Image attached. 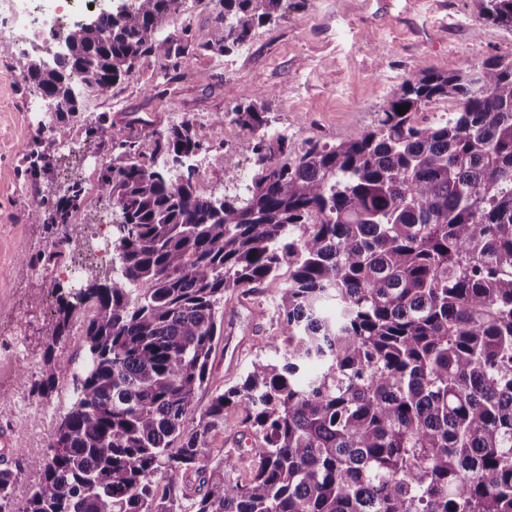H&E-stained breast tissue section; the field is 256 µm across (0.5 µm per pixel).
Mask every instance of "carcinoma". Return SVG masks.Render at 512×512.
I'll return each mask as SVG.
<instances>
[{
  "mask_svg": "<svg viewBox=\"0 0 512 512\" xmlns=\"http://www.w3.org/2000/svg\"><path fill=\"white\" fill-rule=\"evenodd\" d=\"M211 1L203 42L188 25L166 29L185 0H122L72 26L57 61H29L24 80L52 120L22 150L24 173L59 182L48 146L74 143L83 94L112 97L156 55L164 82L183 79L190 58L240 49L297 6L197 0ZM479 2L512 27V0ZM264 96L224 114L252 134L256 172L240 182L214 154L221 198L197 191L192 160L209 147L190 120L148 140L103 113L86 126L69 158L109 157L97 190L112 201L123 274L53 289L32 390L69 375L75 397L49 452L29 461L42 479L20 512H512V60L418 67L360 137L299 152L266 131ZM439 100L456 103L454 116L416 120ZM87 195L74 172L30 220L59 248ZM60 255L25 257L15 274ZM261 287L274 294L283 360L254 363L184 431L224 293ZM86 308V353L71 368L53 349ZM229 405L254 443L243 478L210 448ZM22 469H0V512H12Z\"/></svg>",
  "mask_w": 512,
  "mask_h": 512,
  "instance_id": "obj_1",
  "label": "carcinoma"
}]
</instances>
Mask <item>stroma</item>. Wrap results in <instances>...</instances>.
<instances>
[{
	"mask_svg": "<svg viewBox=\"0 0 512 512\" xmlns=\"http://www.w3.org/2000/svg\"><path fill=\"white\" fill-rule=\"evenodd\" d=\"M297 10L276 23L256 28L246 49L191 59L185 79L156 92L161 60L152 58L115 86L110 99H87L70 120L75 140L99 114L114 128H132L145 137L152 130L190 118L199 138L217 147L237 144L226 167L242 175L249 142L224 114L236 104L264 99L270 131L284 134L294 148L307 140L328 143L358 138L374 125L399 91L407 73L418 66L455 71L481 66L493 57L512 58V28L482 17L478 0H299ZM27 57H10L0 66V358L23 344L25 355L40 362L46 348L45 305L54 285H68L44 266L20 278L15 268L24 256L48 248L50 238L29 214L38 192L24 176L22 150L38 134L40 124L26 112L32 99L23 74ZM264 290L248 296L225 294L224 333L212 356L207 385L197 391L196 410L183 428L193 431L198 412L213 395L240 382L252 363L280 359L270 346L281 326ZM28 381L13 383L11 397L0 402V430L9 447H0V465L19 453L44 457L60 417L74 399L71 377L58 379L45 396L32 392ZM24 404L18 418L15 406Z\"/></svg>",
	"mask_w": 512,
	"mask_h": 512,
	"instance_id": "stroma-1",
	"label": "stroma"
}]
</instances>
